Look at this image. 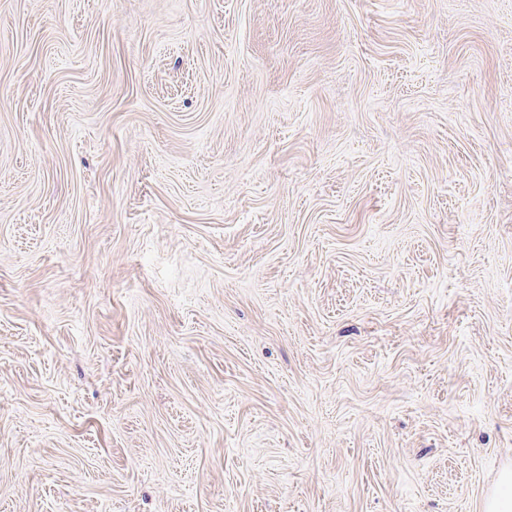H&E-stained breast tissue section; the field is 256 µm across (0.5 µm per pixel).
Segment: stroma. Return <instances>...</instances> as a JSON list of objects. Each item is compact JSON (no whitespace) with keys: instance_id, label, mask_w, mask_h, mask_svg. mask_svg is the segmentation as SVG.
I'll return each mask as SVG.
<instances>
[{"instance_id":"obj_1","label":"stroma","mask_w":512,"mask_h":512,"mask_svg":"<svg viewBox=\"0 0 512 512\" xmlns=\"http://www.w3.org/2000/svg\"><path fill=\"white\" fill-rule=\"evenodd\" d=\"M507 465L512 0H0V512Z\"/></svg>"}]
</instances>
